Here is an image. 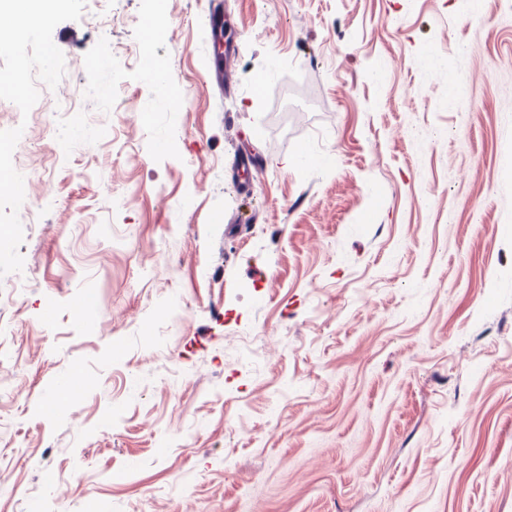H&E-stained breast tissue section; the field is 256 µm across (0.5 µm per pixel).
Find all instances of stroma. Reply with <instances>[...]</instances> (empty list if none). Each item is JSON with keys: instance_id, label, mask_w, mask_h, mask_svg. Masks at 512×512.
<instances>
[{"instance_id": "stroma-1", "label": "stroma", "mask_w": 512, "mask_h": 512, "mask_svg": "<svg viewBox=\"0 0 512 512\" xmlns=\"http://www.w3.org/2000/svg\"><path fill=\"white\" fill-rule=\"evenodd\" d=\"M211 2L0 53V512H512V7Z\"/></svg>"}]
</instances>
